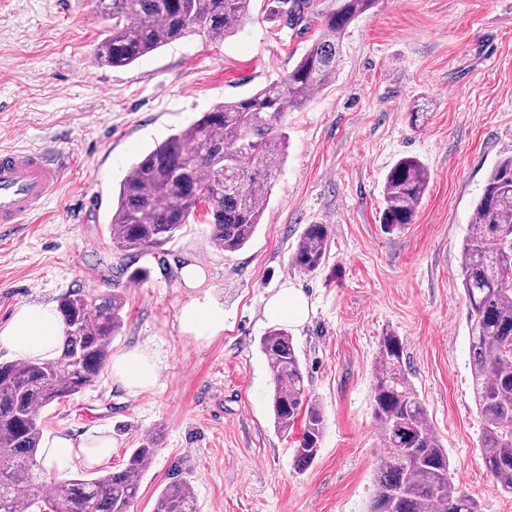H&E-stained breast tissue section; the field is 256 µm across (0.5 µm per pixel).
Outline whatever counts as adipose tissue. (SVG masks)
I'll return each mask as SVG.
<instances>
[{
  "mask_svg": "<svg viewBox=\"0 0 512 512\" xmlns=\"http://www.w3.org/2000/svg\"><path fill=\"white\" fill-rule=\"evenodd\" d=\"M310 306L304 294L295 288H285L266 303L263 314L268 321L282 320L300 324L309 315ZM182 332L194 339H208L224 328L223 308L196 299L184 303L178 313ZM63 338V324L53 304L34 303L21 306L8 323L0 327V347L20 359L53 357ZM110 373L131 392L151 389L156 382L155 365L142 350H132L116 356ZM113 442L108 437L88 435L80 441L63 435L48 436L44 443V463L57 477H66L76 466L98 468L108 464Z\"/></svg>",
  "mask_w": 512,
  "mask_h": 512,
  "instance_id": "ef3b65f1",
  "label": "adipose tissue"
}]
</instances>
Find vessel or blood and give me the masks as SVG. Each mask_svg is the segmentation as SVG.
<instances>
[{
    "mask_svg": "<svg viewBox=\"0 0 512 512\" xmlns=\"http://www.w3.org/2000/svg\"><path fill=\"white\" fill-rule=\"evenodd\" d=\"M66 168V158L44 152H0V224L30 222L55 194Z\"/></svg>",
    "mask_w": 512,
    "mask_h": 512,
    "instance_id": "obj_1",
    "label": "vessel or blood"
}]
</instances>
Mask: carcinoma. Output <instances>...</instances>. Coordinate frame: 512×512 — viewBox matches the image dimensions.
<instances>
[{"label":"carcinoma","mask_w":512,"mask_h":512,"mask_svg":"<svg viewBox=\"0 0 512 512\" xmlns=\"http://www.w3.org/2000/svg\"><path fill=\"white\" fill-rule=\"evenodd\" d=\"M252 0H96L112 19L97 43L100 66L121 68L190 35L226 38L250 17ZM278 14L298 25L315 14L313 0H278ZM376 0H330L319 13L320 34L288 74L258 91L226 100L190 126L144 152L112 199L109 244L123 261L162 252L198 216L212 243L234 253L254 236L282 163L281 120L304 107L313 91L336 75L347 27ZM414 156L399 158L382 190L381 223H413L429 186ZM331 227L309 224L292 264L314 273L328 260ZM462 287L468 302L470 371L483 420L482 459L500 490L512 495V157L489 173L474 202L462 246ZM125 297L114 290L64 294L58 355L49 360L0 362V512H130L154 459L157 440L132 450L125 466L95 478L47 480L41 412L96 385L124 324ZM271 368L274 424L283 434L304 417L294 449L303 469L318 456L325 419L306 396L292 337L272 328L260 339ZM400 336L380 337L375 357L372 417L387 449L380 459L369 512H482V505L450 477L448 452L431 430L427 410L409 378ZM153 512H197L186 477L167 484Z\"/></svg>","instance_id":"cac0c4a2"}]
</instances>
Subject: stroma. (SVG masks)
Here are the masks:
<instances>
[{
  "mask_svg": "<svg viewBox=\"0 0 512 512\" xmlns=\"http://www.w3.org/2000/svg\"><path fill=\"white\" fill-rule=\"evenodd\" d=\"M268 5L254 0L223 40L191 35L109 68L94 61L109 27L94 0H0V150L73 161L35 223L0 225V326L29 303L120 288L126 316L112 351L147 350L157 372L138 394L102 374L48 407L43 431L111 436L112 471L159 437L133 512H153L177 469L198 512H368L385 454L372 419L374 359L391 331L454 480L483 512H512L480 456L460 278L473 202L512 156V0H377L354 21L335 77L283 118L286 158L241 250L216 249L207 225L191 223L142 257L148 277L133 281L109 248L112 192L134 160L224 100L281 79L317 37L316 27L265 19ZM404 156L428 168L430 186L413 223L388 232L382 186ZM309 224L333 228L329 259L313 274L291 263ZM191 262L205 273L197 288L180 278ZM288 286L311 304L287 330L325 418L321 451L303 470L293 457L300 428L274 426L259 348L270 327L263 306ZM193 298L223 307L219 335L181 331L178 310Z\"/></svg>",
  "mask_w": 512,
  "mask_h": 512,
  "instance_id": "35a3bbf8",
  "label": "stroma"
}]
</instances>
